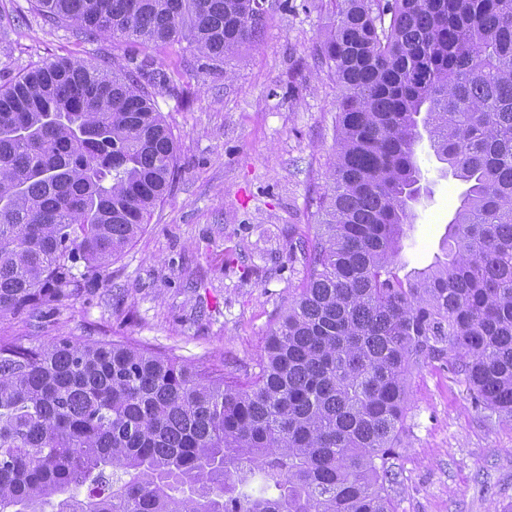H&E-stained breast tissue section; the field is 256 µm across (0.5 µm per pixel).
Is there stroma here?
<instances>
[{
  "label": "stroma",
  "mask_w": 512,
  "mask_h": 512,
  "mask_svg": "<svg viewBox=\"0 0 512 512\" xmlns=\"http://www.w3.org/2000/svg\"><path fill=\"white\" fill-rule=\"evenodd\" d=\"M254 40L223 62L173 44L90 37L0 0V85L57 58L168 74L148 86L177 146V181L140 236L102 276L50 311L0 317L23 342L128 340L230 376L255 373L267 336L307 274L329 186L340 90L319 55L332 0H260ZM421 197L397 257L400 274L440 256L465 186L421 141ZM395 512H512V424L477 407L443 360L411 368Z\"/></svg>",
  "instance_id": "1"
}]
</instances>
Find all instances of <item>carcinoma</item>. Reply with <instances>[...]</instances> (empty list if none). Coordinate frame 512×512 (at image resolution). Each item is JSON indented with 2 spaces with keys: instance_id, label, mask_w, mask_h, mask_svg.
Listing matches in <instances>:
<instances>
[{
  "instance_id": "cac0c4a2",
  "label": "carcinoma",
  "mask_w": 512,
  "mask_h": 512,
  "mask_svg": "<svg viewBox=\"0 0 512 512\" xmlns=\"http://www.w3.org/2000/svg\"><path fill=\"white\" fill-rule=\"evenodd\" d=\"M33 2L215 60L262 17L259 0ZM336 2L319 46L342 88L331 184L259 373L0 336V512H395L408 374L427 360L512 422V0ZM424 138L467 188L442 257L401 277ZM175 172L171 129L121 68L49 60L0 86V316L97 279Z\"/></svg>"
}]
</instances>
